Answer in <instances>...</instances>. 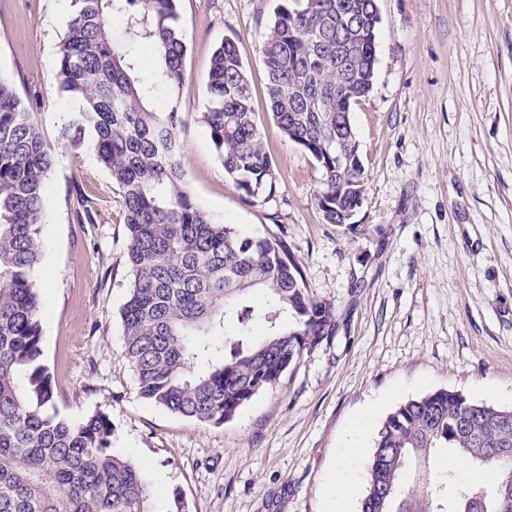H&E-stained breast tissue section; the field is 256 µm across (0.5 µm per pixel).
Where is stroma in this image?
<instances>
[{
	"label": "stroma",
	"instance_id": "stroma-1",
	"mask_svg": "<svg viewBox=\"0 0 512 512\" xmlns=\"http://www.w3.org/2000/svg\"><path fill=\"white\" fill-rule=\"evenodd\" d=\"M278 4L178 0L188 51L176 134L196 202L242 235L281 239L338 321L277 384L212 425L143 398L125 358L122 193L93 150L61 136L69 6L0 0V76L56 158L36 273L52 407L73 422L108 413L113 453L189 512H329L336 461L366 410L369 449L388 413L437 389L512 408V0H378L374 85L351 111L366 192L349 225L324 223L319 165L271 118L260 50ZM228 38L276 168L274 196L252 203L199 120ZM86 200L92 224L80 219Z\"/></svg>",
	"mask_w": 512,
	"mask_h": 512
}]
</instances>
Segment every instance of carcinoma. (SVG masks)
Wrapping results in <instances>:
<instances>
[{"mask_svg":"<svg viewBox=\"0 0 512 512\" xmlns=\"http://www.w3.org/2000/svg\"><path fill=\"white\" fill-rule=\"evenodd\" d=\"M177 2L70 0L57 79L75 103L64 124L70 145H93L122 192L132 280L120 316L140 393L172 413L222 424L331 335L337 319L331 303L309 295L281 241L244 237L194 201L175 136L177 103L158 101L137 54L152 48L162 83L180 92L187 38ZM336 2L279 5L261 53L273 120L322 170L324 222L349 224L364 169L336 172L334 137L345 151L356 145L351 120L336 134V115L372 90L379 14L375 0H350L355 57L338 62ZM114 14L125 23L121 47L108 26ZM208 92L200 120L225 172L250 202L274 194L275 164L230 39L213 54ZM303 95L323 100L325 111L297 110L293 101ZM52 167L35 113L0 76V512H186L179 494L159 497L139 467L112 453L107 413L71 422L48 412L56 385L42 361L35 274ZM436 448L494 468L495 483L487 488L448 471L405 489L409 463ZM361 512H512V408L448 389L401 403L374 438Z\"/></svg>","mask_w":512,"mask_h":512,"instance_id":"obj_1","label":"carcinoma"}]
</instances>
